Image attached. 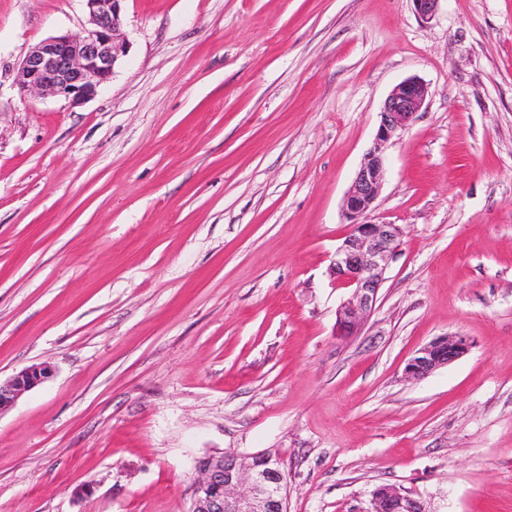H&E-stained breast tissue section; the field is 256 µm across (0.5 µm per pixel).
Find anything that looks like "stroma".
<instances>
[{"instance_id":"1","label":"stroma","mask_w":512,"mask_h":512,"mask_svg":"<svg viewBox=\"0 0 512 512\" xmlns=\"http://www.w3.org/2000/svg\"><path fill=\"white\" fill-rule=\"evenodd\" d=\"M74 107L15 78L82 0H0V512H189L198 458L277 455L287 512H512V0H124ZM375 221L403 236L336 334L342 204L391 90ZM469 351L418 382L437 337ZM469 347V340L465 336L438 337L408 359L403 369V375L407 380L423 379L436 369L465 355ZM52 375V367L40 363L22 369L5 381L0 379V413L12 407L22 394L38 387ZM366 512H435L422 497H415L392 485H380L372 492Z\"/></svg>"}]
</instances>
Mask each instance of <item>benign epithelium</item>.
I'll list each match as a JSON object with an SVG mask.
<instances>
[{"mask_svg": "<svg viewBox=\"0 0 512 512\" xmlns=\"http://www.w3.org/2000/svg\"><path fill=\"white\" fill-rule=\"evenodd\" d=\"M89 27L81 36L59 35L36 45L24 58L17 73L21 91L54 95L79 106L106 85L128 53L120 37L123 0H83ZM428 95L417 78L400 82L386 98L373 146L366 154L345 196L343 212L349 232L336 247L330 272L350 295L336 309L339 335L351 336L375 310L384 274L397 252L402 227L368 220L386 174L383 147L410 129ZM470 347L467 337L441 336L406 362L403 375L420 380L463 355ZM53 375L45 363L33 364L0 380V412L9 409L24 393ZM198 478L193 486L190 512H287L288 474L281 460L270 454L241 456L224 453L197 462ZM366 512H433L429 503L392 485L372 492Z\"/></svg>", "mask_w": 512, "mask_h": 512, "instance_id": "7a95c632", "label": "benign epithelium"}]
</instances>
